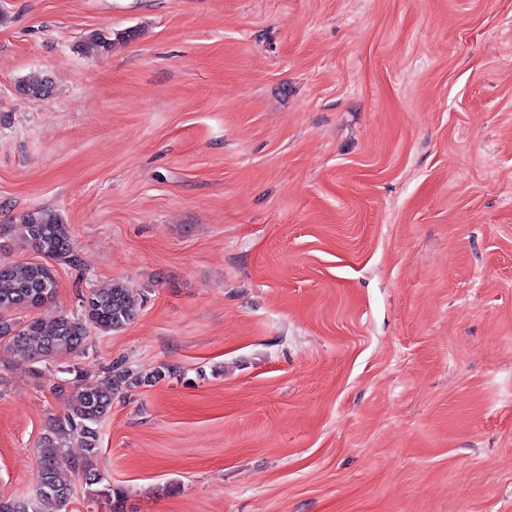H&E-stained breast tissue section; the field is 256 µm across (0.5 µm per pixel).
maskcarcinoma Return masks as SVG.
Masks as SVG:
<instances>
[{"mask_svg": "<svg viewBox=\"0 0 512 512\" xmlns=\"http://www.w3.org/2000/svg\"><path fill=\"white\" fill-rule=\"evenodd\" d=\"M22 91L34 100L49 92L48 81L32 75L22 81ZM13 228L16 237L41 255L42 260L0 263V339L8 340V345L39 363L59 353L81 352L93 328L118 331L133 320L136 299L130 288L119 281L89 289L80 298L78 313L61 314L49 324L35 316H14L16 312L32 311L51 302L57 288L55 265L77 267L80 259L69 226L52 210L28 212ZM171 373L173 370L166 366L142 378L116 362L110 368L108 385L103 387L83 381L80 371H75V389L65 397V411L51 421L38 446L41 472L35 500L0 497V512H64L71 498L69 472L81 477L88 487L101 483L99 426L112 410L115 395L132 386L155 383ZM72 435L82 439L84 455L79 459L66 452Z\"/></svg>", "mask_w": 512, "mask_h": 512, "instance_id": "cac0c4a2", "label": "carcinoma"}]
</instances>
